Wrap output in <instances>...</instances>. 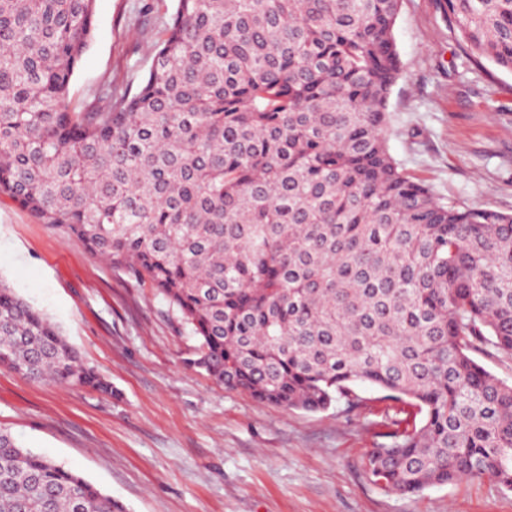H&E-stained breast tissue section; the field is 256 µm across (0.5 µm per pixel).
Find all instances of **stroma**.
Returning a JSON list of instances; mask_svg holds the SVG:
<instances>
[{
  "mask_svg": "<svg viewBox=\"0 0 512 512\" xmlns=\"http://www.w3.org/2000/svg\"><path fill=\"white\" fill-rule=\"evenodd\" d=\"M175 0H96L70 84L87 106L110 83L138 86ZM402 75L388 147L443 203L512 212V72L467 60L442 0H401ZM0 281L41 311L112 396L0 367V427L72 468L126 512H512L489 477L399 495L364 468L396 408L355 385L359 405H265L190 369L199 342L149 284L112 267L0 195Z\"/></svg>",
  "mask_w": 512,
  "mask_h": 512,
  "instance_id": "obj_1",
  "label": "stroma"
}]
</instances>
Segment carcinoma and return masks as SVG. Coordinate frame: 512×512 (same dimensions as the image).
<instances>
[{
  "mask_svg": "<svg viewBox=\"0 0 512 512\" xmlns=\"http://www.w3.org/2000/svg\"><path fill=\"white\" fill-rule=\"evenodd\" d=\"M512 72V0H444ZM400 0H176L136 89L76 111L95 0H0V193L125 267L198 338L214 382L319 412L368 383L401 404L370 449L400 495L512 490V213L438 201L387 145ZM0 365L112 384L0 282ZM0 512H124L0 429ZM473 357L499 378L512 382V359L488 357L480 352L472 353Z\"/></svg>",
  "mask_w": 512,
  "mask_h": 512,
  "instance_id": "carcinoma-1",
  "label": "carcinoma"
}]
</instances>
